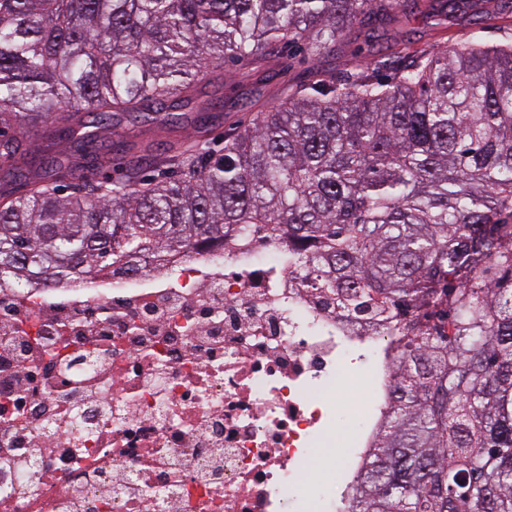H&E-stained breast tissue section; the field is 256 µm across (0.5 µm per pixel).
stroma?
<instances>
[{
  "label": "stroma",
  "instance_id": "35a3bbf8",
  "mask_svg": "<svg viewBox=\"0 0 512 512\" xmlns=\"http://www.w3.org/2000/svg\"><path fill=\"white\" fill-rule=\"evenodd\" d=\"M473 35L490 45L512 39V8L501 7L500 0H475L473 10L446 18L416 13L401 24L374 20L352 28L345 43L329 57L314 58L304 49L283 45L258 68L225 61L219 74L202 76L197 84V101L215 104L205 128L195 123V103L184 106V119L173 130L140 123L132 116L117 117V129L126 140L150 143L151 149L136 156L113 148L108 174L116 178L132 167L147 177L169 172L176 142L199 136L208 139L213 153H223L226 135L247 124L256 112L273 106L289 90L315 83L320 75L340 73L354 60L371 66L384 58L395 67L404 62L405 49L438 51Z\"/></svg>",
  "mask_w": 512,
  "mask_h": 512
}]
</instances>
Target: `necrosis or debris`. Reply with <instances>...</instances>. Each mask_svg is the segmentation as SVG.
<instances>
[{"instance_id":"1","label":"necrosis or debris","mask_w":512,"mask_h":512,"mask_svg":"<svg viewBox=\"0 0 512 512\" xmlns=\"http://www.w3.org/2000/svg\"><path fill=\"white\" fill-rule=\"evenodd\" d=\"M393 349L303 298L273 242L1 292L0 512H345ZM22 448L45 451L27 477Z\"/></svg>"}]
</instances>
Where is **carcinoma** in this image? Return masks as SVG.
I'll use <instances>...</instances> for the list:
<instances>
[{
  "mask_svg": "<svg viewBox=\"0 0 512 512\" xmlns=\"http://www.w3.org/2000/svg\"><path fill=\"white\" fill-rule=\"evenodd\" d=\"M470 0H0V287L142 274L201 245L288 246L311 295L401 350L347 512H512V41L472 37L385 82L293 90L174 179L76 177L119 114L177 126L200 75L313 57L346 32ZM63 144L40 165L36 136ZM69 190L64 195L62 191Z\"/></svg>",
  "mask_w": 512,
  "mask_h": 512,
  "instance_id": "cac0c4a2",
  "label": "carcinoma"
}]
</instances>
